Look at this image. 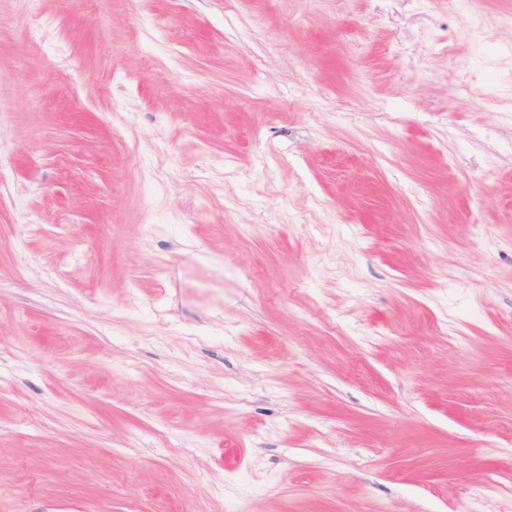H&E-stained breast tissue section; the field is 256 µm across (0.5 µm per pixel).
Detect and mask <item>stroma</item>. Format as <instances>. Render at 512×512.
<instances>
[{
  "label": "stroma",
  "mask_w": 512,
  "mask_h": 512,
  "mask_svg": "<svg viewBox=\"0 0 512 512\" xmlns=\"http://www.w3.org/2000/svg\"><path fill=\"white\" fill-rule=\"evenodd\" d=\"M0 0V512H512V0Z\"/></svg>",
  "instance_id": "1"
}]
</instances>
